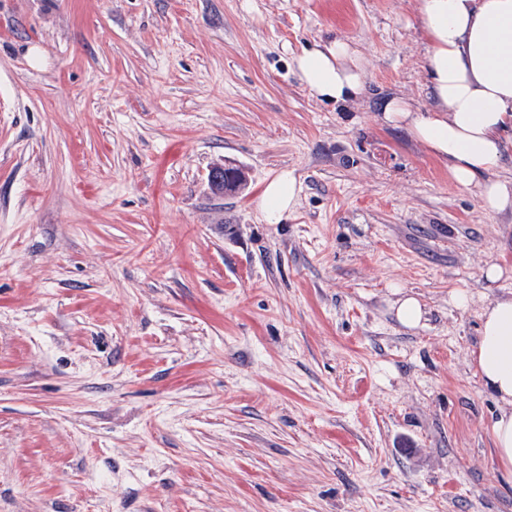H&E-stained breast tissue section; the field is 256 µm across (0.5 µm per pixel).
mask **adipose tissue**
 I'll use <instances>...</instances> for the list:
<instances>
[{
  "instance_id": "adipose-tissue-1",
  "label": "adipose tissue",
  "mask_w": 512,
  "mask_h": 512,
  "mask_svg": "<svg viewBox=\"0 0 512 512\" xmlns=\"http://www.w3.org/2000/svg\"><path fill=\"white\" fill-rule=\"evenodd\" d=\"M427 41L434 107L419 112L402 98L386 100L382 121L405 124L462 186L479 184L483 208H512V180L496 176L504 158L503 134L512 128V0H418ZM311 96L344 102L362 91L363 58L336 40L307 48L294 60ZM299 193L281 171L255 200L266 223H280ZM472 364L494 395L491 425L502 479L512 486V294L484 303Z\"/></svg>"
}]
</instances>
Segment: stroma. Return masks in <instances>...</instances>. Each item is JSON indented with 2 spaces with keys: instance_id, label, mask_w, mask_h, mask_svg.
Instances as JSON below:
<instances>
[{
  "instance_id": "obj_1",
  "label": "stroma",
  "mask_w": 512,
  "mask_h": 512,
  "mask_svg": "<svg viewBox=\"0 0 512 512\" xmlns=\"http://www.w3.org/2000/svg\"><path fill=\"white\" fill-rule=\"evenodd\" d=\"M335 39L336 105L292 66ZM392 96L434 105L417 0H0V512H512L470 365L512 209ZM294 65L301 84L320 100L345 102L362 91L363 58L345 41L306 48ZM241 170L238 168L217 166L208 175V185L212 191L219 195L238 194L245 185L244 179H238ZM299 193L297 179L282 170L272 177L255 199L256 209L262 214L266 223L279 224L292 209ZM395 294L402 295L393 303L396 318L405 327H417L423 320L424 311L420 301L413 295L404 293L401 288H396Z\"/></svg>"
}]
</instances>
